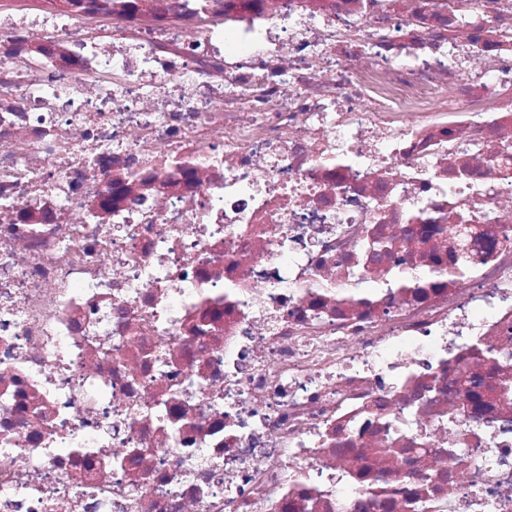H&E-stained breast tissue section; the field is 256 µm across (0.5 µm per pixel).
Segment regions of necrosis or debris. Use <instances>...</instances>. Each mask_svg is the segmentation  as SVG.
I'll list each match as a JSON object with an SVG mask.
<instances>
[{
    "label": "necrosis or debris",
    "instance_id": "1",
    "mask_svg": "<svg viewBox=\"0 0 512 512\" xmlns=\"http://www.w3.org/2000/svg\"><path fill=\"white\" fill-rule=\"evenodd\" d=\"M0 512H512V0H0Z\"/></svg>",
    "mask_w": 512,
    "mask_h": 512
}]
</instances>
